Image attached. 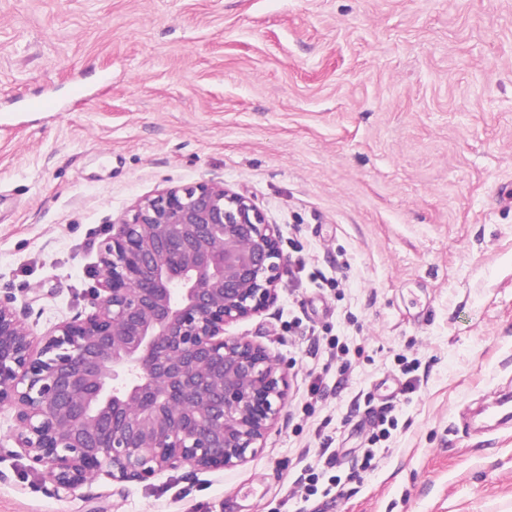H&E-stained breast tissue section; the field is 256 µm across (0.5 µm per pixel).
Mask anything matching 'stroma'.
<instances>
[{
	"label": "stroma",
	"instance_id": "35a3bbf8",
	"mask_svg": "<svg viewBox=\"0 0 512 512\" xmlns=\"http://www.w3.org/2000/svg\"><path fill=\"white\" fill-rule=\"evenodd\" d=\"M201 181L280 229L276 303L224 328L286 373L276 422L58 498L5 406L0 512H512V422L466 418L512 389V0H0V294L36 332L112 220Z\"/></svg>",
	"mask_w": 512,
	"mask_h": 512
}]
</instances>
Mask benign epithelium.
Returning <instances> with one entry per match:
<instances>
[{
  "instance_id": "1",
  "label": "benign epithelium",
  "mask_w": 512,
  "mask_h": 512,
  "mask_svg": "<svg viewBox=\"0 0 512 512\" xmlns=\"http://www.w3.org/2000/svg\"><path fill=\"white\" fill-rule=\"evenodd\" d=\"M278 225L202 181L166 187L111 224L91 311L34 332L0 297V407L59 498L104 474L146 482L246 459L287 387L277 359L224 326L277 300Z\"/></svg>"
}]
</instances>
